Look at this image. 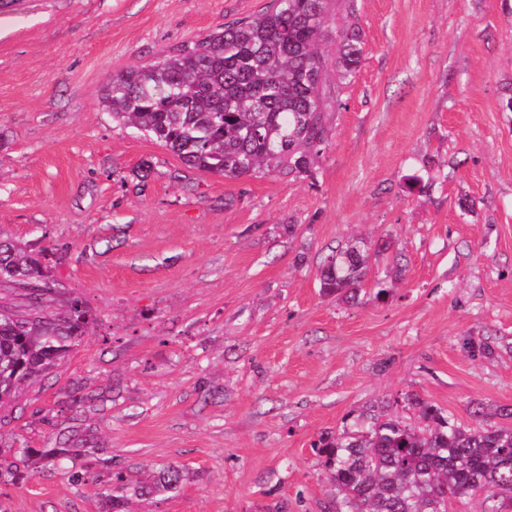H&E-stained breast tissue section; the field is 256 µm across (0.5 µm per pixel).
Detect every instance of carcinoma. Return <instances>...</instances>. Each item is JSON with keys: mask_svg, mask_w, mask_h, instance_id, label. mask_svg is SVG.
Here are the masks:
<instances>
[{"mask_svg": "<svg viewBox=\"0 0 512 512\" xmlns=\"http://www.w3.org/2000/svg\"><path fill=\"white\" fill-rule=\"evenodd\" d=\"M333 0H273L267 11L221 32L170 48L147 64L114 75L103 102L113 121L135 129L188 167L226 179L311 172L328 140L330 102L323 92L327 58L322 43ZM340 45L336 89L351 83L361 60L356 27L336 30ZM367 275V247L351 243L328 256L319 281L324 294L354 299ZM27 292L30 308L14 310L0 296V409L21 385L65 357L89 323L78 300L42 313L54 293L39 259L0 241V284ZM417 413L407 423L397 408ZM473 415L512 419V408ZM330 484L325 512H512V426L457 423L443 408L414 393L365 407L341 432L313 443ZM21 460H0V484L19 478ZM182 472L168 466L153 492L180 487ZM107 512H128L115 489L102 493Z\"/></svg>", "mask_w": 512, "mask_h": 512, "instance_id": "cac0c4a2", "label": "carcinoma"}]
</instances>
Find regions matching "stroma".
I'll return each instance as SVG.
<instances>
[{
    "instance_id": "stroma-1",
    "label": "stroma",
    "mask_w": 512,
    "mask_h": 512,
    "mask_svg": "<svg viewBox=\"0 0 512 512\" xmlns=\"http://www.w3.org/2000/svg\"><path fill=\"white\" fill-rule=\"evenodd\" d=\"M270 5L0 0V238L90 312L0 420L28 450L0 512H105L170 465L131 512H322L311 444L354 409L512 406V0H341L361 63L308 176L205 173L113 121V74ZM355 237L361 291L323 294Z\"/></svg>"
}]
</instances>
